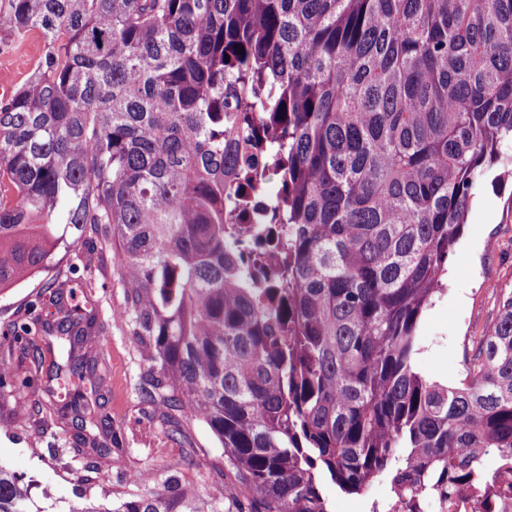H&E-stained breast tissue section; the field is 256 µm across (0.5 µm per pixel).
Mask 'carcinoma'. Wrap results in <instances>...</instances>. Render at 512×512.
<instances>
[{"instance_id":"1","label":"carcinoma","mask_w":512,"mask_h":512,"mask_svg":"<svg viewBox=\"0 0 512 512\" xmlns=\"http://www.w3.org/2000/svg\"><path fill=\"white\" fill-rule=\"evenodd\" d=\"M38 29L0 101V293L90 228L127 286L145 398L206 422L230 495L171 474L68 512H328L384 477L416 502L512 466V292L461 385L424 377L472 191L512 140V0H0ZM61 316L93 472L123 451L94 318ZM20 350L29 329L6 331ZM0 466V512L33 511Z\"/></svg>"}]
</instances>
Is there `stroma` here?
I'll return each instance as SVG.
<instances>
[{
    "instance_id": "35a3bbf8",
    "label": "stroma",
    "mask_w": 512,
    "mask_h": 512,
    "mask_svg": "<svg viewBox=\"0 0 512 512\" xmlns=\"http://www.w3.org/2000/svg\"><path fill=\"white\" fill-rule=\"evenodd\" d=\"M45 51L37 30L19 38L0 37V81L19 87ZM498 174L491 169L476 185L463 234L448 258L446 290L420 322L422 350L416 366L426 377L451 385L464 379L468 359L497 317L499 295L512 291V181L499 180ZM126 291L117 254L87 232L78 247L57 254L45 272L0 294V360L18 365L30 379L0 391V465L36 481L32 494L41 512H67L81 493L116 500L152 493L175 471L201 494L224 492L219 474L224 450L208 425L182 415L184 437L173 440L144 399L145 363L123 314ZM59 297L68 307L94 313L102 329L97 351L108 367L105 404L123 434L124 451L118 465L98 475L73 454L71 423L46 417L49 398L43 386H50L59 401L66 393L56 377L65 358L60 344L35 331L23 354L3 334L12 324H30L54 313ZM45 488L50 498L42 497ZM322 493L330 512H372L391 490L379 479L361 495L341 493L329 484Z\"/></svg>"
}]
</instances>
